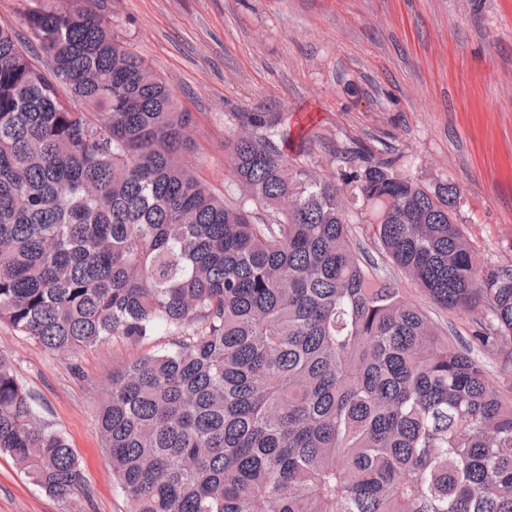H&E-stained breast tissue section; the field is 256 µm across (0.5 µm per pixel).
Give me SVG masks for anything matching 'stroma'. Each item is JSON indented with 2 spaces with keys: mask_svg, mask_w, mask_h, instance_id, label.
Returning a JSON list of instances; mask_svg holds the SVG:
<instances>
[{
  "mask_svg": "<svg viewBox=\"0 0 512 512\" xmlns=\"http://www.w3.org/2000/svg\"><path fill=\"white\" fill-rule=\"evenodd\" d=\"M112 33L195 117L191 161L214 192L234 191L227 143L238 112H273L294 168L327 178L378 161L432 187H464L456 220L479 265L512 268V0H95ZM368 146L358 155L357 143ZM360 258L460 346L472 318L434 305L374 243L346 202ZM110 340L70 358L0 322L39 415L68 440L85 477L49 496L0 453V512H127L98 411L114 370L167 349Z\"/></svg>",
  "mask_w": 512,
  "mask_h": 512,
  "instance_id": "1",
  "label": "stroma"
}]
</instances>
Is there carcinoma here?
Segmentation results:
<instances>
[{
	"label": "carcinoma",
	"instance_id": "cac0c4a2",
	"mask_svg": "<svg viewBox=\"0 0 512 512\" xmlns=\"http://www.w3.org/2000/svg\"><path fill=\"white\" fill-rule=\"evenodd\" d=\"M0 26V322L72 356L164 330L112 372L99 413L128 512H512V402L472 349L512 363V269L483 271L454 212L379 161L291 168L288 132L241 112L216 196L193 117L75 0ZM392 262L474 321L448 340L351 239L341 185ZM0 451L67 500L84 474L0 353Z\"/></svg>",
	"mask_w": 512,
	"mask_h": 512
}]
</instances>
